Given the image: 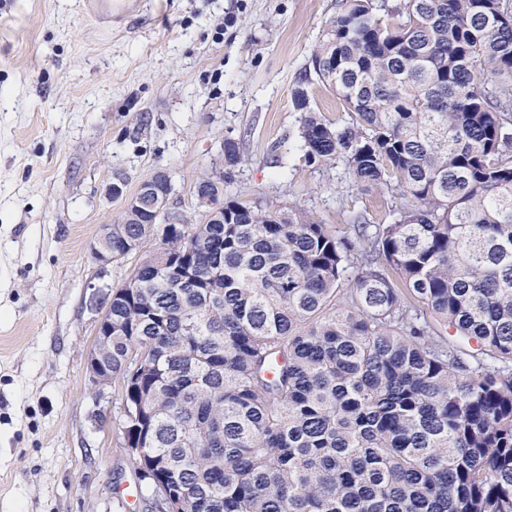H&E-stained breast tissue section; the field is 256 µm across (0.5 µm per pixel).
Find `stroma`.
<instances>
[{
	"mask_svg": "<svg viewBox=\"0 0 512 512\" xmlns=\"http://www.w3.org/2000/svg\"><path fill=\"white\" fill-rule=\"evenodd\" d=\"M338 0H131L102 27L83 0H0V512H149L120 383L87 370L89 287L122 285L160 237L102 266L90 245L159 170L192 223L221 145L226 198L293 205L332 230L387 220L379 189L306 163L292 91Z\"/></svg>",
	"mask_w": 512,
	"mask_h": 512,
	"instance_id": "1",
	"label": "stroma"
}]
</instances>
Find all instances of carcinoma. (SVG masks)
Here are the masks:
<instances>
[{
  "mask_svg": "<svg viewBox=\"0 0 512 512\" xmlns=\"http://www.w3.org/2000/svg\"><path fill=\"white\" fill-rule=\"evenodd\" d=\"M292 102L306 162L390 192L391 222L339 236L226 198L224 223L162 235L103 346L139 490L168 512H512V0H341ZM240 163L224 141V178ZM151 218L121 212L112 255ZM310 91L318 109L324 116L333 121L341 117V106L334 91L317 83L310 87Z\"/></svg>",
  "mask_w": 512,
  "mask_h": 512,
  "instance_id": "cac0c4a2",
  "label": "carcinoma"
}]
</instances>
